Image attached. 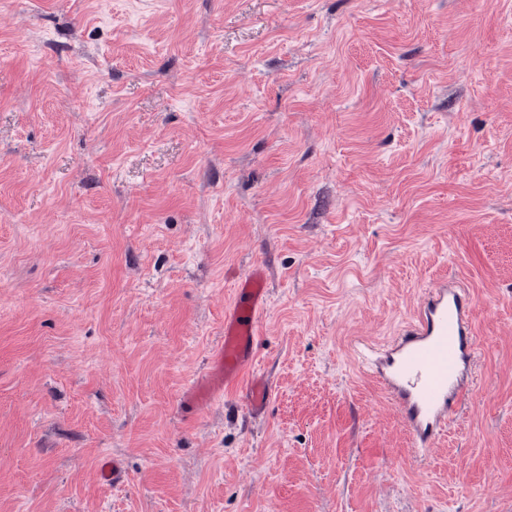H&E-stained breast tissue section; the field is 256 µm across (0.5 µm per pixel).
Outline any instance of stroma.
Returning a JSON list of instances; mask_svg holds the SVG:
<instances>
[{
    "instance_id": "stroma-1",
    "label": "stroma",
    "mask_w": 512,
    "mask_h": 512,
    "mask_svg": "<svg viewBox=\"0 0 512 512\" xmlns=\"http://www.w3.org/2000/svg\"><path fill=\"white\" fill-rule=\"evenodd\" d=\"M256 264L276 400L181 407ZM451 274L418 459L353 344ZM0 512H512V0H0Z\"/></svg>"
}]
</instances>
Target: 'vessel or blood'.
Here are the masks:
<instances>
[{"instance_id": "vessel-or-blood-1", "label": "vessel or blood", "mask_w": 512, "mask_h": 512, "mask_svg": "<svg viewBox=\"0 0 512 512\" xmlns=\"http://www.w3.org/2000/svg\"><path fill=\"white\" fill-rule=\"evenodd\" d=\"M266 281L257 265L238 283L224 309V336L205 372L183 391L184 407L203 410L232 388L241 389L254 415L269 407L275 391L254 369L269 297ZM473 307L469 289L445 276L423 289L410 319L387 342L357 343L368 374L391 401L416 451H429L445 438L473 393L479 350Z\"/></svg>"}]
</instances>
